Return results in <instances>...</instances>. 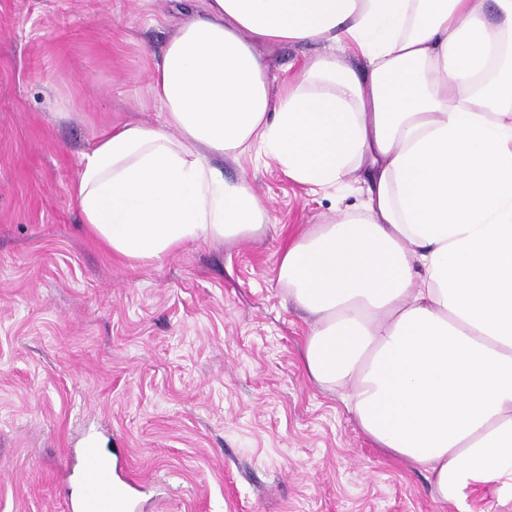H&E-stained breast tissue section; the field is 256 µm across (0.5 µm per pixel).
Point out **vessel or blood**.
Segmentation results:
<instances>
[{
    "instance_id": "1",
    "label": "vessel or blood",
    "mask_w": 512,
    "mask_h": 512,
    "mask_svg": "<svg viewBox=\"0 0 512 512\" xmlns=\"http://www.w3.org/2000/svg\"><path fill=\"white\" fill-rule=\"evenodd\" d=\"M80 482L84 487L76 500L68 502V512H124L127 506L125 488L135 484V474H128L124 483L112 479V463L97 448L93 440H86L80 452Z\"/></svg>"
}]
</instances>
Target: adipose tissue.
<instances>
[{
	"label": "adipose tissue",
	"mask_w": 512,
	"mask_h": 512,
	"mask_svg": "<svg viewBox=\"0 0 512 512\" xmlns=\"http://www.w3.org/2000/svg\"><path fill=\"white\" fill-rule=\"evenodd\" d=\"M281 43L328 51L276 96L258 48ZM150 89L165 126H112L82 157L88 233L159 261L261 230V200L214 155L259 147L302 184L363 180V212L281 259L315 317L307 372L458 512L480 486L512 504V0H203Z\"/></svg>",
	"instance_id": "adipose-tissue-1"
}]
</instances>
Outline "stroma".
Masks as SVG:
<instances>
[{
    "label": "stroma",
    "mask_w": 512,
    "mask_h": 512,
    "mask_svg": "<svg viewBox=\"0 0 512 512\" xmlns=\"http://www.w3.org/2000/svg\"><path fill=\"white\" fill-rule=\"evenodd\" d=\"M199 7L0 0V512H67L88 437L114 479L139 475L136 512H457L304 366L313 319L280 261L315 225L362 211L363 182L303 185L253 150L216 161L267 208L253 236L158 262L86 233L82 155L108 124H163L151 68ZM261 52L279 86L320 49Z\"/></svg>",
    "instance_id": "obj_1"
}]
</instances>
